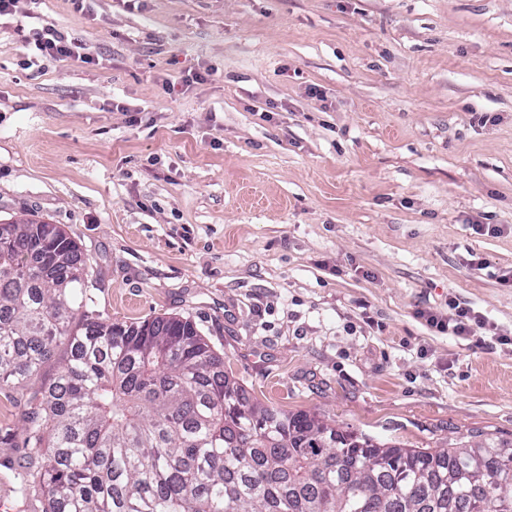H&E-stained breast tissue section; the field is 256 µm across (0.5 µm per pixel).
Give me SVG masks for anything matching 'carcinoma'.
Returning <instances> with one entry per match:
<instances>
[{"instance_id": "carcinoma-1", "label": "carcinoma", "mask_w": 512, "mask_h": 512, "mask_svg": "<svg viewBox=\"0 0 512 512\" xmlns=\"http://www.w3.org/2000/svg\"><path fill=\"white\" fill-rule=\"evenodd\" d=\"M81 245L0 222V390L42 512H512V443L405 448L255 402L180 316L103 320Z\"/></svg>"}]
</instances>
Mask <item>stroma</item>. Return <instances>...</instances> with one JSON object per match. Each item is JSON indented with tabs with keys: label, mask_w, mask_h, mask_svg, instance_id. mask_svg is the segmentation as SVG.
<instances>
[{
	"label": "stroma",
	"mask_w": 512,
	"mask_h": 512,
	"mask_svg": "<svg viewBox=\"0 0 512 512\" xmlns=\"http://www.w3.org/2000/svg\"><path fill=\"white\" fill-rule=\"evenodd\" d=\"M30 11L93 61L24 68L0 26V220L78 240L100 318H190L258 402L342 430L512 443V0ZM458 305L486 331L427 325Z\"/></svg>",
	"instance_id": "obj_1"
}]
</instances>
